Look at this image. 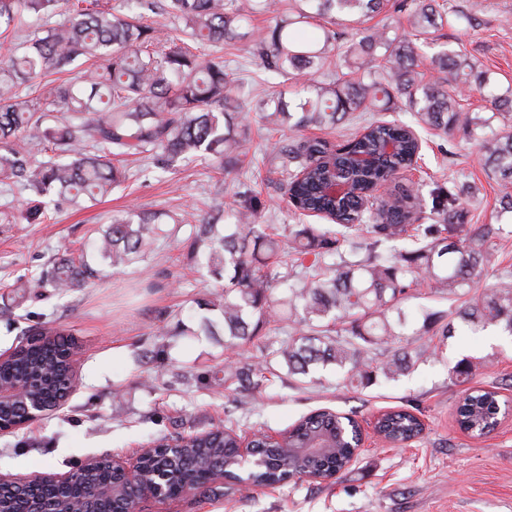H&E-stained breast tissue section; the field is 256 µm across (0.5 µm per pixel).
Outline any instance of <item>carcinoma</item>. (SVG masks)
Returning a JSON list of instances; mask_svg holds the SVG:
<instances>
[{"mask_svg":"<svg viewBox=\"0 0 512 512\" xmlns=\"http://www.w3.org/2000/svg\"><path fill=\"white\" fill-rule=\"evenodd\" d=\"M297 7L277 18L253 46L264 69L276 74L312 75L288 102L272 99L260 111L269 124L294 120L291 128H336L355 112L395 108L414 114V125L374 121L341 144L322 140L278 143L275 156L286 176L289 202L303 216H318L342 228L341 237L316 224H298L288 238L294 258L281 260L280 241L255 223L250 206L230 212L234 223L217 234L224 205L201 219L189 251L196 263L216 280H224L221 304L224 345L239 349L254 342L263 326L283 317L302 316L288 338L278 342L265 362H241L224 370L218 382H231L245 395L239 406L261 393L280 367L290 376L308 377L334 366L349 384L361 388L377 378L396 379L415 362L435 353L429 342L411 349L403 344L404 322L399 317L408 291L425 283L450 301L463 300L455 315L475 328L498 326L512 335V272L502 273L478 292L475 279L491 263L488 237L492 229L470 238L458 235L462 214L454 188L439 189L425 198L404 189L365 205L379 186L395 181L412 165L419 148L414 127L451 134L463 130L474 143L485 167L504 187L499 207L512 213V86L500 92L486 73L459 50L443 49L430 58L436 75L425 79L421 47L446 27L465 24L474 29L477 18L453 4L437 0H401L397 4L402 35L390 27L375 29L359 40L339 45L337 32L322 29L323 39L299 32L311 21L335 18L352 27L381 13L388 0H295ZM143 11L165 14L180 24L176 38L99 0H0V29H9L22 14L43 24L29 33L21 51L0 57V186L21 184L33 194L25 220L47 219L40 197L54 193L59 201L77 205L93 202L126 181L112 164L113 155L142 156L160 169H172L198 157H208L231 173L248 152L251 113L242 110L224 56L204 58L199 45L218 47L236 40L238 29L265 0H135ZM56 16L61 22H51ZM337 53L347 71L334 80L315 75L328 56ZM76 70V83L48 77ZM42 86L44 93L22 99V87ZM486 99L480 117L461 104L464 91ZM64 112L67 119L46 124V113ZM51 153L46 160L36 153ZM346 185L342 196L329 185ZM167 213L134 212L112 220L100 237L98 253L110 268L137 263L148 246L167 235ZM432 223L424 224L422 220ZM367 225L370 242L353 241V232ZM413 227L419 246L394 258L373 254L380 242L395 240ZM351 247L352 259L323 268L325 257L338 253L340 243ZM368 255L355 258L357 250ZM98 275L85 260L53 265L47 282L59 291L81 288ZM49 340L22 347L0 364V384L18 377L32 379L33 393L51 403L68 379L65 353L75 342L52 330ZM472 365L460 360L451 371L457 384L468 382ZM498 392L466 391L456 408L459 427L476 436L499 416ZM358 424L349 415L328 408L301 416L280 431L284 445L268 444L260 455L270 466L244 469L235 452L240 434L231 419L198 433L200 439L181 459L171 460L182 478L164 485L171 497L182 483L206 498L223 492L241 494L245 486L227 483L223 491L197 474L205 467L226 477L239 475L257 485L302 482L305 475L343 474L349 467ZM377 430L390 441H405L423 432L421 421L407 410L385 414ZM40 497L51 506L63 497L83 504V487L48 485Z\"/></svg>","mask_w":512,"mask_h":512,"instance_id":"1","label":"carcinoma"}]
</instances>
